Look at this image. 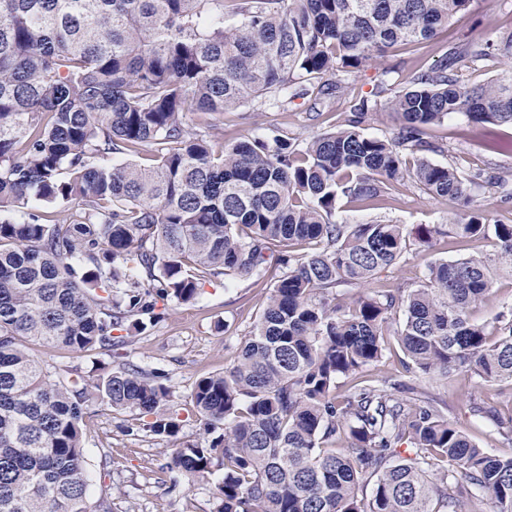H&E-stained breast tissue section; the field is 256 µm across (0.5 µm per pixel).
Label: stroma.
<instances>
[{
  "label": "stroma",
  "mask_w": 512,
  "mask_h": 512,
  "mask_svg": "<svg viewBox=\"0 0 512 512\" xmlns=\"http://www.w3.org/2000/svg\"><path fill=\"white\" fill-rule=\"evenodd\" d=\"M512 32V0H472L467 12L454 18L447 30L429 41L386 54L365 67L351 81L342 83L334 101L313 104L296 99L281 108L246 106L231 112L187 114V126L212 135L216 144L279 135L302 142L342 127L350 116V104L369 96L381 81H397L399 74L427 70L444 62L451 47L470 39L494 41ZM400 73H391L393 65ZM430 141L442 145L435 162L455 161L460 171L496 177L512 189V125L476 124L465 115L452 116L428 128ZM459 205L434 198L412 175L394 181L386 197L365 206L341 202L334 219L341 224L393 221L414 229L447 223ZM493 249L489 239H442L432 249L409 246L405 259L382 272L376 288L415 287L421 284L429 264L454 260ZM274 285L272 276L240 279L226 285L205 283L201 296L188 304H168L160 321L111 352H74L66 348L35 345L38 360L96 375L99 365L134 364L159 371L172 389V407L180 420L179 441L198 440L201 425L191 400L198 379L222 372L237 356L245 336L266 305ZM449 422L466 432L492 454L512 457V442L500 436L491 417L475 412L474 400L489 397L488 387L470 374L450 375L432 385ZM136 415L117 411L101 400L89 402L84 419V455L91 499L108 494L112 512H214L213 480L187 483L163 468L171 442L135 426Z\"/></svg>",
  "instance_id": "stroma-1"
}]
</instances>
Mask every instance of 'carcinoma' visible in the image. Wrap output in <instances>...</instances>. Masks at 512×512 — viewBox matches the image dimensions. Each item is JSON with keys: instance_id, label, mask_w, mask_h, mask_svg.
Returning <instances> with one entry per match:
<instances>
[{"instance_id": "cac0c4a2", "label": "carcinoma", "mask_w": 512, "mask_h": 512, "mask_svg": "<svg viewBox=\"0 0 512 512\" xmlns=\"http://www.w3.org/2000/svg\"><path fill=\"white\" fill-rule=\"evenodd\" d=\"M471 0H0V512H109L89 503L82 421L93 396L176 439L166 376L101 368L62 378L31 344L112 351L157 322L159 301H195L206 278L261 277L272 293L234 363L197 380L204 440L165 464L189 482L222 471L217 512H512V458L480 448L419 384L470 373L512 385V305L473 323L499 276L512 278V224L479 215L421 225L494 236L491 253L436 262L416 288L363 292L396 264L404 224L332 220L342 199L373 205L403 174L404 151L430 150L427 127L454 114L512 124V75L459 84L455 65L512 61V33L470 42L445 62L387 81L348 124L300 145L279 136L224 144L186 127L188 112L282 106L335 96L388 51L433 37ZM396 137L361 124L382 105ZM148 148L155 163L118 161ZM436 198L471 200L452 164L412 171ZM393 334L412 383L367 374ZM352 385L336 393L337 381ZM490 414L512 440V411ZM410 444L398 460L394 447Z\"/></svg>"}]
</instances>
